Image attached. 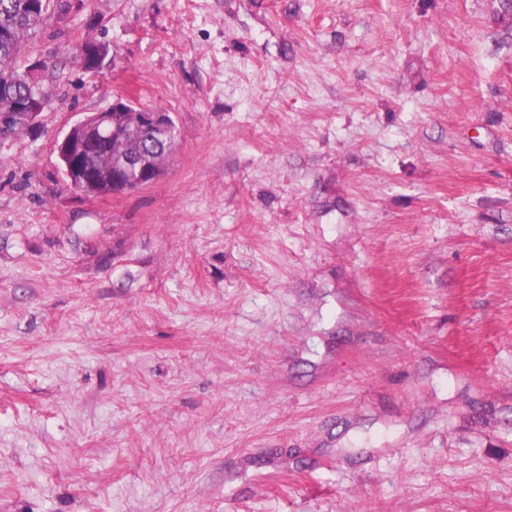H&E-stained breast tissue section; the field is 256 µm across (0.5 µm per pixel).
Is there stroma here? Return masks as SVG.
Masks as SVG:
<instances>
[{
  "instance_id": "35a3bbf8",
  "label": "stroma",
  "mask_w": 512,
  "mask_h": 512,
  "mask_svg": "<svg viewBox=\"0 0 512 512\" xmlns=\"http://www.w3.org/2000/svg\"><path fill=\"white\" fill-rule=\"evenodd\" d=\"M27 57L0 512H512V0H51ZM119 97L177 149L75 191ZM76 48H74L75 54L78 58V53L83 57L85 60L83 68L87 72L99 71L110 53V45L105 42L84 41L80 42ZM139 122L141 127L157 130H169L171 128L170 115L160 108H139ZM124 167L130 168V169H138L139 171H141L143 173V177H144V180L136 185L137 188H134L135 183L130 181V179L133 180L134 177L126 178L124 180V182L131 187V189H130L128 186H126V188H128V190L139 189L141 187L147 186V185L153 183L157 179V176H155V170L152 167V165L150 164L149 158L147 155L136 154V155H132V156L128 157L124 161Z\"/></svg>"
}]
</instances>
